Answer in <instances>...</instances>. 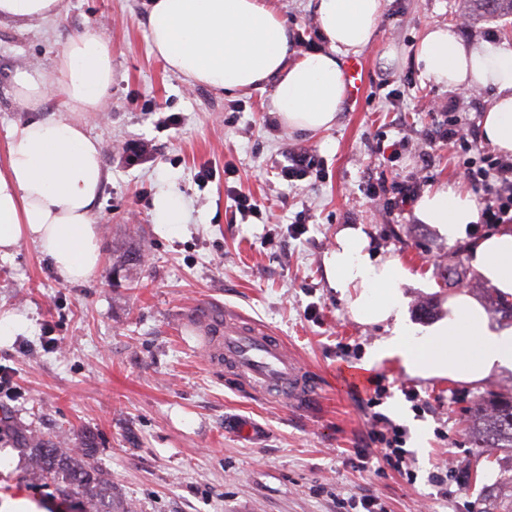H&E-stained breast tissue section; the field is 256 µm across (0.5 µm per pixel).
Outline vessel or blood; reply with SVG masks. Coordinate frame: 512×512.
<instances>
[{"label":"vessel or blood","instance_id":"1","mask_svg":"<svg viewBox=\"0 0 512 512\" xmlns=\"http://www.w3.org/2000/svg\"><path fill=\"white\" fill-rule=\"evenodd\" d=\"M194 320L209 331L207 352L251 393L299 407L311 400L315 380L282 339L261 325L222 308L195 311Z\"/></svg>","mask_w":512,"mask_h":512}]
</instances>
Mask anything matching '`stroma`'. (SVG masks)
<instances>
[{
  "mask_svg": "<svg viewBox=\"0 0 512 512\" xmlns=\"http://www.w3.org/2000/svg\"><path fill=\"white\" fill-rule=\"evenodd\" d=\"M145 4L66 0L55 19L0 25V157L9 129L33 117L14 97L25 62L52 71L70 36L106 20L113 74L105 114L84 118L109 173L96 209L101 266L66 281L28 241L0 260V317L27 322L0 341V367L13 371L15 389L0 397V418L47 437H92L113 497L135 512H338L339 499L365 495L386 512H415L422 503L428 512H475L477 485L452 483L443 494L429 475L450 460L456 474L475 469L490 483L512 463L503 450L499 463L476 459L466 433L468 407L512 389V371L468 387L416 379L387 361L365 374L384 390L370 409L367 392L344 387L338 370L355 368L385 330L352 320L346 298L327 284L323 259L340 228L364 225L375 252L400 256L415 275L404 287L410 321L442 318L449 293L464 288L502 324L491 306L496 290L467 264L465 243L419 223L415 196L390 187L464 189V161L494 156L483 141L471 154L425 144L424 130L450 111L479 133L492 91L422 83L414 56L437 22L464 40L512 47V16L468 19L467 0H383L378 34L359 54L360 98L343 107L336 127L308 136L271 112L273 84L229 96L168 71L152 50ZM272 4L288 22L295 55L323 48L309 0ZM138 143L151 152L134 160ZM299 149L315 166L290 182L281 169ZM164 191L180 197L182 223L158 224L154 200ZM241 194L259 213L241 217ZM134 250L142 262L130 281L116 265ZM213 305L283 337L318 376L315 401L296 408L264 400L212 366L191 320L196 308ZM395 402L403 414H393ZM376 411L405 428L415 483L379 459L369 440ZM0 453L11 460L0 469V500L76 512L74 498L29 481L23 448L1 427Z\"/></svg>",
  "mask_w": 512,
  "mask_h": 512,
  "instance_id": "1",
  "label": "stroma"
}]
</instances>
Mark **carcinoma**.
<instances>
[{
  "mask_svg": "<svg viewBox=\"0 0 512 512\" xmlns=\"http://www.w3.org/2000/svg\"><path fill=\"white\" fill-rule=\"evenodd\" d=\"M480 14L512 15V0H472ZM467 430L477 457L487 448L512 452V396L479 399L468 409ZM27 450L28 476L37 483L52 481L64 495L81 497V512H134L130 502L112 499V480L96 464L93 439L70 446L66 436L46 438L32 431L21 433ZM477 512H512V482L483 484Z\"/></svg>",
  "mask_w": 512,
  "mask_h": 512,
  "instance_id": "carcinoma-1",
  "label": "carcinoma"
}]
</instances>
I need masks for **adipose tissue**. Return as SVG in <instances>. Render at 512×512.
<instances>
[{"label": "adipose tissue", "instance_id": "obj_1", "mask_svg": "<svg viewBox=\"0 0 512 512\" xmlns=\"http://www.w3.org/2000/svg\"><path fill=\"white\" fill-rule=\"evenodd\" d=\"M64 0H0V24L27 25L58 16ZM383 0H314L325 49L294 57L284 18L269 0H150L153 49L187 84L232 95L273 84L271 107L288 129L315 135L335 127L346 93L342 59L377 34ZM420 77L450 90L491 88L481 122L483 140L512 154V48L465 42L448 24L428 27L418 44ZM63 112L13 127L0 160V258L20 241L35 244L63 279L95 271L101 242L95 220L106 179L100 141L83 114L103 111L112 94V55L105 31L68 38L51 74L31 63L14 78L16 98L39 110L50 91ZM413 215L449 242L467 241L469 265L504 298L512 297V226L476 236L474 198L449 186L426 190ZM329 287L346 296L352 319L384 326L364 368L394 361L413 378L471 387L512 371V326L491 325L485 307L466 290L448 296V314L428 327L405 316L404 287L413 279L401 259L378 257L363 227L346 226L324 257Z\"/></svg>", "mask_w": 512, "mask_h": 512}]
</instances>
